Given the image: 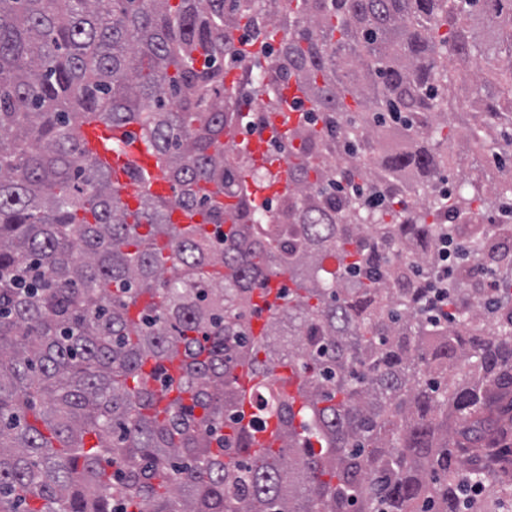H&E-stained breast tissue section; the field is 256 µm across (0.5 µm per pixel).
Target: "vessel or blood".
I'll return each instance as SVG.
<instances>
[{
    "label": "vessel or blood",
    "instance_id": "obj_1",
    "mask_svg": "<svg viewBox=\"0 0 512 512\" xmlns=\"http://www.w3.org/2000/svg\"><path fill=\"white\" fill-rule=\"evenodd\" d=\"M82 147L89 158L111 170L112 180L120 186L124 201L129 207H136L140 188L130 178L127 162L129 159H136L140 165L150 170L156 165L155 157L142 141L132 137L129 128H107L92 124L83 129ZM244 149L256 164L270 168L275 177L271 186L272 192H284L288 187L287 159L271 161L267 139L263 136L248 137Z\"/></svg>",
    "mask_w": 512,
    "mask_h": 512
}]
</instances>
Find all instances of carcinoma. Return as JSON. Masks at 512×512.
<instances>
[{
	"instance_id": "carcinoma-1",
	"label": "carcinoma",
	"mask_w": 512,
	"mask_h": 512,
	"mask_svg": "<svg viewBox=\"0 0 512 512\" xmlns=\"http://www.w3.org/2000/svg\"><path fill=\"white\" fill-rule=\"evenodd\" d=\"M0 512H512V0H0ZM271 126L264 132L262 137L247 136V141L239 140L244 143V150L250 154L257 165L269 167L275 176V182L267 189L258 190V196H265L274 193H283L288 187V160L280 158L278 161L270 163L267 141L273 132L281 133L286 128L283 126V117L274 115L271 117ZM106 142L118 144L120 149H107ZM82 147L86 155L112 171V182L121 187L123 200L131 209L137 208L139 186L128 174L127 162L135 158L143 167L154 170L156 158L140 139L130 134V128H106L103 125H87L83 128ZM448 239L443 240L440 247V265L437 267L431 277V288L434 290V298H436V312L442 316H448V295L442 296L443 291L448 292V274L451 272V268L448 266ZM438 296V297H437Z\"/></svg>"
}]
</instances>
